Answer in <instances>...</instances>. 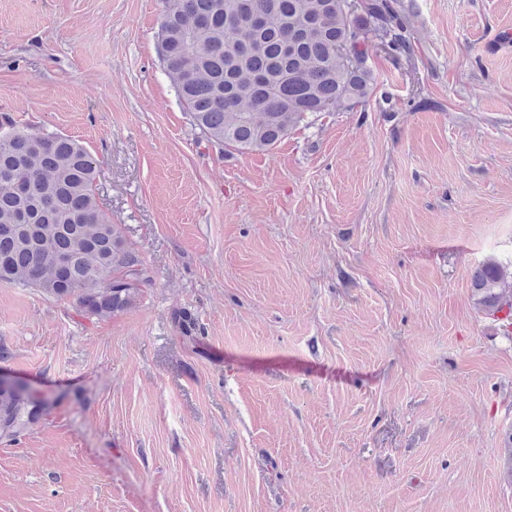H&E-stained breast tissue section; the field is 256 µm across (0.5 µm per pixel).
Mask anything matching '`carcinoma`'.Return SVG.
I'll use <instances>...</instances> for the list:
<instances>
[{"mask_svg":"<svg viewBox=\"0 0 512 512\" xmlns=\"http://www.w3.org/2000/svg\"><path fill=\"white\" fill-rule=\"evenodd\" d=\"M163 0L159 52L177 96L208 141L241 153L274 147L309 117L354 107L372 94L369 34L395 55L412 51L395 0ZM353 40L340 48L345 33ZM99 160L76 141L0 124V283L73 301L84 319L131 306L153 280L121 227L98 206ZM512 271L490 259L472 274L478 309L512 335ZM194 339L198 320L174 316ZM17 380L0 384V440L14 442L61 405Z\"/></svg>","mask_w":512,"mask_h":512,"instance_id":"obj_1","label":"carcinoma"}]
</instances>
